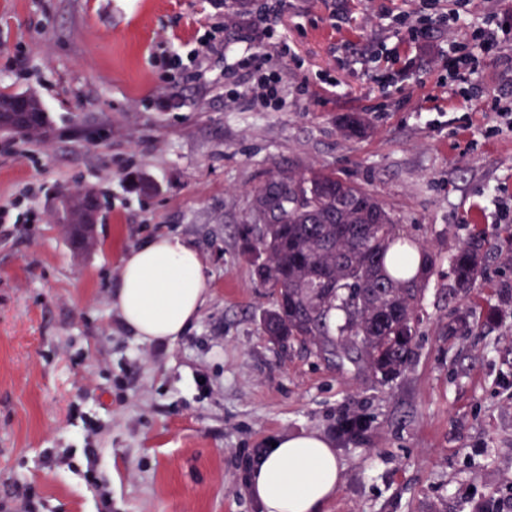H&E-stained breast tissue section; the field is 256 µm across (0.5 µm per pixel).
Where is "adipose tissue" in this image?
I'll use <instances>...</instances> for the list:
<instances>
[{"instance_id": "obj_1", "label": "adipose tissue", "mask_w": 512, "mask_h": 512, "mask_svg": "<svg viewBox=\"0 0 512 512\" xmlns=\"http://www.w3.org/2000/svg\"><path fill=\"white\" fill-rule=\"evenodd\" d=\"M203 267L185 239L156 237L125 255L112 304L143 341L175 342L206 300ZM339 485L335 448L310 431L279 436L264 449L249 471L247 491L259 512H324Z\"/></svg>"}]
</instances>
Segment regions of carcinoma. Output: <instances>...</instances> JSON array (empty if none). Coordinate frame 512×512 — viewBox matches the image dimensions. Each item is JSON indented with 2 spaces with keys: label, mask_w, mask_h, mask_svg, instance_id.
I'll list each match as a JSON object with an SVG mask.
<instances>
[{
  "label": "carcinoma",
  "mask_w": 512,
  "mask_h": 512,
  "mask_svg": "<svg viewBox=\"0 0 512 512\" xmlns=\"http://www.w3.org/2000/svg\"><path fill=\"white\" fill-rule=\"evenodd\" d=\"M36 123L23 130L45 136L37 97ZM262 225L250 248L263 256L255 276L273 290L263 316L266 336L299 344L331 360H348L383 381L403 375L415 356L424 288L438 259L400 236L397 219L374 194L329 171L290 172L256 191ZM486 241L471 237L448 257L454 290L475 287L486 258ZM421 256L412 267V252ZM472 332L468 317L448 322V335ZM364 419L342 415L336 428L347 437L366 429Z\"/></svg>",
  "instance_id": "1"
}]
</instances>
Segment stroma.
<instances>
[{"label":"stroma","instance_id":"35a3bbf8","mask_svg":"<svg viewBox=\"0 0 512 512\" xmlns=\"http://www.w3.org/2000/svg\"><path fill=\"white\" fill-rule=\"evenodd\" d=\"M263 0H0V93L34 94L49 132H0V512H256L255 449L283 433L335 444L327 512H473L512 486V0L509 29L466 83L449 41L470 44L482 0L419 42L422 0H288L285 106L229 99L225 61L170 87L163 57L221 26L245 49ZM236 27L223 28L225 12ZM363 115L359 137L344 116ZM315 169L373 192L400 234L442 262L421 303L415 360L383 383L262 332L273 298L244 230L255 190ZM101 196L95 242L75 247L53 192ZM177 233L205 260L208 297L175 343L140 340L111 308L126 251ZM490 250L479 289L453 296L446 260ZM468 313L472 334L448 321ZM344 413L368 431H336Z\"/></svg>","mask_w":512,"mask_h":512}]
</instances>
